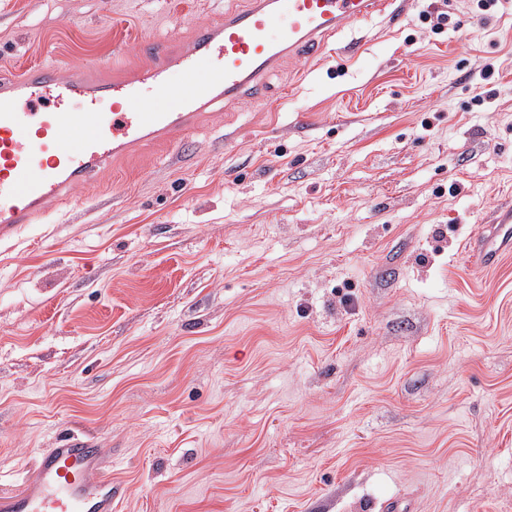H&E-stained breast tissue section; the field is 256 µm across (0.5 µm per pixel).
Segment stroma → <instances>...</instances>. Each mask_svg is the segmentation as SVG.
Listing matches in <instances>:
<instances>
[{
    "mask_svg": "<svg viewBox=\"0 0 512 512\" xmlns=\"http://www.w3.org/2000/svg\"><path fill=\"white\" fill-rule=\"evenodd\" d=\"M231 2L0 0V67L132 72ZM265 85L0 243V490L77 435L114 512H512V255L465 252L512 204V0Z\"/></svg>",
    "mask_w": 512,
    "mask_h": 512,
    "instance_id": "1",
    "label": "stroma"
}]
</instances>
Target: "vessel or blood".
I'll list each match as a JSON object with an SVG mask.
<instances>
[{"label":"vessel or blood","mask_w":512,"mask_h":512,"mask_svg":"<svg viewBox=\"0 0 512 512\" xmlns=\"http://www.w3.org/2000/svg\"><path fill=\"white\" fill-rule=\"evenodd\" d=\"M404 13L400 0H241L199 22L187 45L139 41L151 63L125 77L98 79L80 62L57 60L1 73L0 241L43 223L51 203L70 202L113 157L157 141L185 157L207 108L247 90L262 99L259 80L282 59L319 56L336 30L375 14L392 25ZM508 245L511 207L473 231L467 250L487 266ZM0 512H112L101 450L72 435L39 453L22 488L0 494Z\"/></svg>","instance_id":"vessel-or-blood-1"}]
</instances>
